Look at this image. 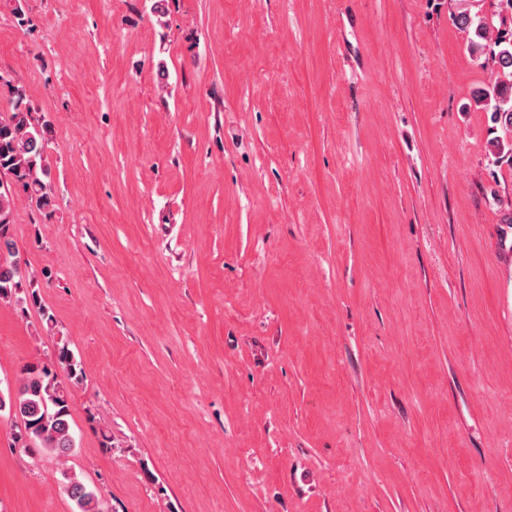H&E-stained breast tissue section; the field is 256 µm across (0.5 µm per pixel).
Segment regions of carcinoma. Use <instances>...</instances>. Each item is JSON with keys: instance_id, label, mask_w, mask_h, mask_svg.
<instances>
[{"instance_id": "1", "label": "carcinoma", "mask_w": 512, "mask_h": 512, "mask_svg": "<svg viewBox=\"0 0 512 512\" xmlns=\"http://www.w3.org/2000/svg\"><path fill=\"white\" fill-rule=\"evenodd\" d=\"M458 25L474 29L468 51L484 58L482 65L496 74L491 86L481 90L476 101L492 112L494 122L512 132V29L493 31L487 19H475L469 7L461 8ZM495 35L494 49L486 51L485 41ZM11 109L0 113V176L8 178L0 186V302L38 307L40 296L34 289V275L27 268L12 265L18 243L13 232V216L19 198L39 210L52 212L54 190L49 185L47 125L39 123L27 90L9 86ZM86 378L82 363L68 342H56L53 358L26 364L15 393L0 398V413L8 411L19 421L14 446L40 448L61 460L67 459L76 442L71 427V389ZM64 489L78 512H105L100 489L86 484L75 474L63 473Z\"/></svg>"}]
</instances>
